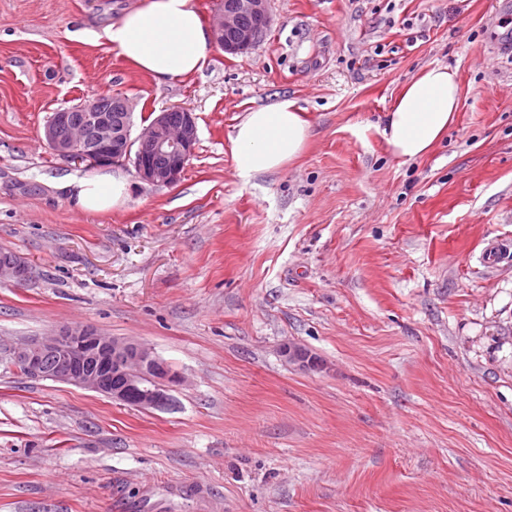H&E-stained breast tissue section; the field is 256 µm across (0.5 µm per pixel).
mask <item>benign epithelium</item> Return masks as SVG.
<instances>
[{"label": "benign epithelium", "mask_w": 512, "mask_h": 512, "mask_svg": "<svg viewBox=\"0 0 512 512\" xmlns=\"http://www.w3.org/2000/svg\"><path fill=\"white\" fill-rule=\"evenodd\" d=\"M271 17L268 0H223L215 15V43L229 55L249 52L266 37ZM179 117L171 118V113ZM133 103L127 97L108 114L91 98L52 114L44 130L59 156L90 166H108L133 158L137 176L154 186H173L184 175L197 141L195 117L187 109H166L131 137ZM166 158L163 164L156 158ZM28 268L19 258L0 262V283H21ZM13 364L31 378L67 383L139 408H159L182 377L146 344L108 336L93 326L61 327L5 347ZM288 361L306 367L314 358L302 346L283 347Z\"/></svg>", "instance_id": "1"}]
</instances>
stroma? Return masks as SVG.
Segmentation results:
<instances>
[{
	"label": "stroma",
	"instance_id": "1",
	"mask_svg": "<svg viewBox=\"0 0 512 512\" xmlns=\"http://www.w3.org/2000/svg\"><path fill=\"white\" fill-rule=\"evenodd\" d=\"M139 2L0 0V248L31 268L0 342L92 325L188 382L142 409L0 352V512H512V258L483 260L512 244V0H271L252 51L162 83L104 36ZM431 64L460 109L404 163L378 125ZM116 93L137 127L193 112L194 155L85 212L44 127ZM282 98L308 148L240 179L235 125Z\"/></svg>",
	"mask_w": 512,
	"mask_h": 512
}]
</instances>
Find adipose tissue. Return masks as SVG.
Returning <instances> with one entry per match:
<instances>
[{"label":"adipose tissue","mask_w":512,"mask_h":512,"mask_svg":"<svg viewBox=\"0 0 512 512\" xmlns=\"http://www.w3.org/2000/svg\"><path fill=\"white\" fill-rule=\"evenodd\" d=\"M137 71L156 81L191 77L205 67L210 32L191 0H141L104 31ZM460 107L457 73L445 65L423 67L408 81L385 115L388 152L409 161L424 157L447 133ZM313 130L294 100L250 109L233 135V168L243 179L281 171L306 150ZM76 205L87 212L124 207L128 183L100 173L76 184Z\"/></svg>","instance_id":"adipose-tissue-1"}]
</instances>
